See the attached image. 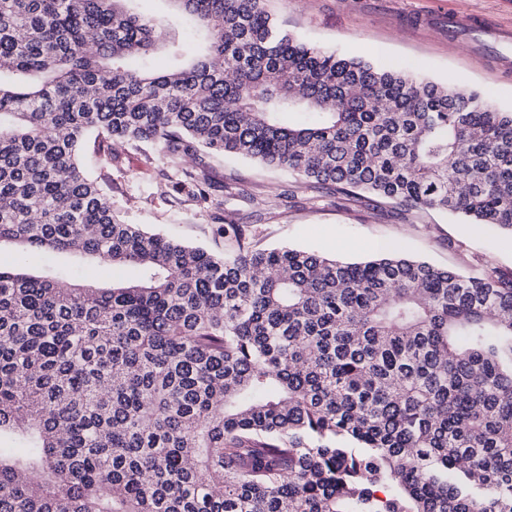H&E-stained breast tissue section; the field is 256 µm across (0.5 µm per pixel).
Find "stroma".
<instances>
[{
	"label": "stroma",
	"instance_id": "obj_1",
	"mask_svg": "<svg viewBox=\"0 0 512 512\" xmlns=\"http://www.w3.org/2000/svg\"><path fill=\"white\" fill-rule=\"evenodd\" d=\"M280 28L300 40L386 69H404L451 89L477 90L512 112V49L475 57L448 40L443 13L480 14L501 28L512 27V0H266ZM83 162L126 223L138 224L189 246L232 254L237 244L224 233L238 225L254 247L280 246L350 260L384 248L436 267L477 275L490 270L512 279V237L495 229L462 224L448 213L404 211L373 197L346 199L314 184L297 183L288 171L258 162L199 153L185 166L202 170L209 193L200 201L181 188V177L152 144L122 142L103 153L88 143ZM68 255L0 244V266L33 276L70 269ZM71 271V269H70ZM109 265L71 271L70 284L94 280L111 287L126 280Z\"/></svg>",
	"mask_w": 512,
	"mask_h": 512
}]
</instances>
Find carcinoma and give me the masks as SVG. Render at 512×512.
<instances>
[{"instance_id":"obj_1","label":"carcinoma","mask_w":512,"mask_h":512,"mask_svg":"<svg viewBox=\"0 0 512 512\" xmlns=\"http://www.w3.org/2000/svg\"><path fill=\"white\" fill-rule=\"evenodd\" d=\"M0 0V512H512V279L389 247L217 255L112 214L91 132L286 168L512 235V112L282 31L265 0ZM132 6L145 16L154 17L159 22L183 38L182 29L177 18L172 14L167 2L162 0H134ZM73 260L65 254L45 251H28L22 246L3 242L0 246V266L22 268L33 276H43L52 271L67 269ZM87 266L82 270L74 271L68 277L67 282L71 285H82L88 283L87 272L90 268L95 270L93 282L101 288H111L113 282H119L127 279V272L120 268H112V265L98 266L88 260Z\"/></svg>"}]
</instances>
